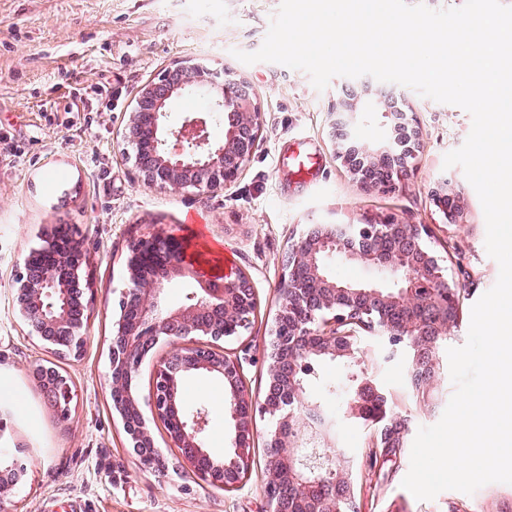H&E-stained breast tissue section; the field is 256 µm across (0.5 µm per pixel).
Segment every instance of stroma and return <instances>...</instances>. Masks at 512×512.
I'll return each instance as SVG.
<instances>
[{"label":"stroma","instance_id":"stroma-1","mask_svg":"<svg viewBox=\"0 0 512 512\" xmlns=\"http://www.w3.org/2000/svg\"><path fill=\"white\" fill-rule=\"evenodd\" d=\"M280 0H0V375L20 401L0 402V464L24 475L0 512H265L264 439L272 422L256 415L250 468L227 491L199 475L141 469L112 408L108 351L117 302L126 288L129 246L164 227L204 238L252 279L259 307L250 328L226 342L240 357L245 385L262 400L268 380L265 349L279 303L290 245L309 225L358 224L392 217L418 224L464 297L463 313L447 341L465 343L471 309L497 281L498 263L485 247L480 199L460 167L444 168L472 120L462 108L412 88L370 76L333 78L314 88L306 72L270 62L244 64L236 51L263 44ZM231 70L251 86L261 132L239 178L217 195L165 191L137 180L123 156L120 133L141 87L185 59ZM112 87V104L94 102L93 87ZM369 90L408 112L420 148L396 188L366 190L337 159L328 138L330 112L348 90ZM91 108L76 110L80 99ZM307 156L316 175L304 181L294 159ZM448 180L463 211L452 224L432 196ZM74 231L87 253L90 283L87 344L78 357L56 358L25 325L13 301L12 279L48 226ZM362 362L390 394L406 434L398 460L369 465L372 433L330 400L325 382L349 388L344 362H314L306 398L336 418V445L352 451L359 512H512V484L490 483L474 493L446 490L419 500L403 488L420 427L437 423L454 392L446 350L439 351L435 388L417 397L409 364L372 336L358 342ZM53 362L67 377L72 401L60 417L30 369ZM221 383L191 377L186 408L206 406V446L222 455L231 436Z\"/></svg>","mask_w":512,"mask_h":512}]
</instances>
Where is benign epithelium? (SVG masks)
I'll use <instances>...</instances> for the list:
<instances>
[{"label":"benign epithelium","instance_id":"obj_1","mask_svg":"<svg viewBox=\"0 0 512 512\" xmlns=\"http://www.w3.org/2000/svg\"><path fill=\"white\" fill-rule=\"evenodd\" d=\"M196 91L210 94L204 115L189 116L180 127H169L170 99ZM373 111L374 105L362 98L340 103L331 113V137L339 145L337 157L364 188L392 189L418 151L419 132L405 111L384 112L388 132L377 147L364 145L356 113ZM259 115L244 81L183 65L143 88L122 141L130 147L135 172L144 182L176 192L217 194L238 179L253 154ZM216 120L224 122L222 139L210 131ZM435 197L446 219L452 223L463 219L447 188H440ZM335 259L373 266L385 281H341L330 268ZM86 262L84 249L52 228L13 277L14 299L30 332L60 357H76L85 346L89 300L80 272ZM285 268L267 347L268 382L261 404V411L274 421L265 441V493L270 512H288L290 502L304 506L305 512H338L335 495L316 491L324 486L327 473L353 489L351 456L343 448H332L335 425L317 405H306V418L297 415L296 404L306 392L300 364L311 358L354 357L346 346L354 335L349 326L367 319L370 333L392 351L406 354L411 368L426 362L425 384L431 387L436 361L423 337L451 335L457 324L448 311L452 285L417 225L394 219L314 224L291 245ZM184 278L191 280L194 291L182 306L166 307L167 288ZM127 279L113 323L108 385L113 409L140 467L168 471L134 386L145 356L166 340L174 350L154 365L147 399L153 420L163 425L180 463L215 487H236L249 469L255 403L244 385L239 359L224 353L223 342L242 336L258 310L250 277L237 269L203 266L188 253L182 236L158 229L131 244ZM327 314L332 315L331 325L325 320ZM31 373L43 383L48 401L66 415L71 401L67 377L41 363ZM192 375H207L224 384V410L234 436L220 457L205 446L208 411L182 406L184 382ZM23 473L16 465L0 468V501L12 494Z\"/></svg>","mask_w":512,"mask_h":512}]
</instances>
